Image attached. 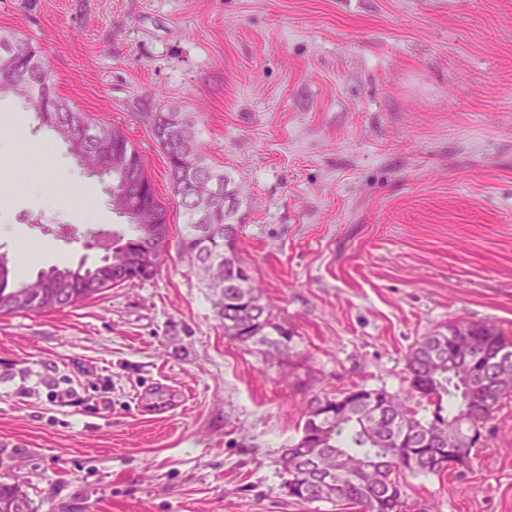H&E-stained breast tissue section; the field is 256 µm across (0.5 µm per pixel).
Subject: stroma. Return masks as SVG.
I'll list each match as a JSON object with an SVG mask.
<instances>
[{
    "label": "stroma",
    "instance_id": "stroma-1",
    "mask_svg": "<svg viewBox=\"0 0 512 512\" xmlns=\"http://www.w3.org/2000/svg\"><path fill=\"white\" fill-rule=\"evenodd\" d=\"M57 92L119 126L171 209L156 274L73 308L0 316V482L35 512H340L282 487L312 395L403 393L431 330L512 337V0H0ZM190 114L243 188L236 252L294 338L224 334L178 241L166 158L140 113ZM0 98V249L98 262L106 183ZM90 190L82 207L70 185ZM70 225V234L60 225ZM471 469L408 477L411 512H512V397Z\"/></svg>",
    "mask_w": 512,
    "mask_h": 512
}]
</instances>
